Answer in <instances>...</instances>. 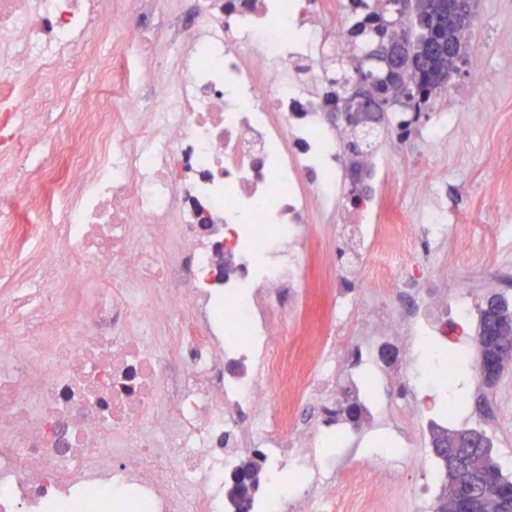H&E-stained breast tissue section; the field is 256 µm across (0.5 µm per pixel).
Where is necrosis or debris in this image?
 <instances>
[{
  "label": "necrosis or debris",
  "instance_id": "necrosis-or-debris-1",
  "mask_svg": "<svg viewBox=\"0 0 512 512\" xmlns=\"http://www.w3.org/2000/svg\"><path fill=\"white\" fill-rule=\"evenodd\" d=\"M340 6L0 0V512H391L407 488L429 512L437 427L512 457L511 400L476 382L445 400L415 362L421 342L448 371L477 360L501 274L485 238L425 170L408 223L379 150L344 206ZM419 238L443 245L445 286ZM315 248L336 275L325 342L300 318Z\"/></svg>",
  "mask_w": 512,
  "mask_h": 512
}]
</instances>
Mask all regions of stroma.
<instances>
[{
  "label": "stroma",
  "instance_id": "stroma-1",
  "mask_svg": "<svg viewBox=\"0 0 512 512\" xmlns=\"http://www.w3.org/2000/svg\"><path fill=\"white\" fill-rule=\"evenodd\" d=\"M468 46L487 50L480 81H473L470 67H463L452 85L459 98L441 95L433 102L436 112L454 110L458 125L471 127L470 136L449 134L446 154L432 156L427 143L411 137L396 140L383 133L379 148L390 150L402 171L397 202L416 214L424 191L416 184L414 167L435 163L448 184V218L469 226L471 231L491 234L493 225H512V152L503 148L512 137V0H476L475 17L464 37ZM334 274L319 260H312L309 286L311 301L302 311L303 320L327 319L330 305L326 294Z\"/></svg>",
  "mask_w": 512,
  "mask_h": 512
}]
</instances>
